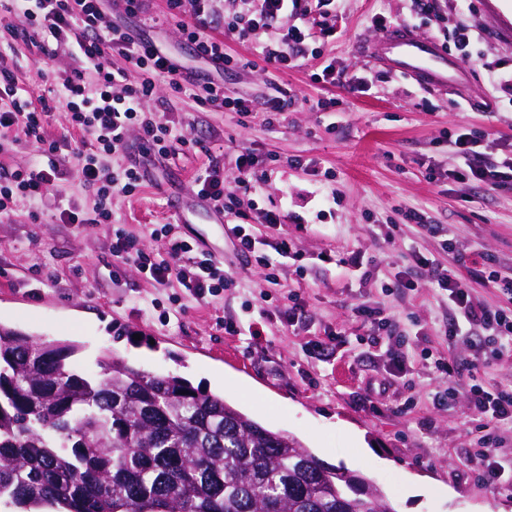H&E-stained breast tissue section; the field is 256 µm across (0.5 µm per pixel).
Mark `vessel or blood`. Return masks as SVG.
I'll use <instances>...</instances> for the list:
<instances>
[{
	"label": "vessel or blood",
	"instance_id": "1",
	"mask_svg": "<svg viewBox=\"0 0 512 512\" xmlns=\"http://www.w3.org/2000/svg\"><path fill=\"white\" fill-rule=\"evenodd\" d=\"M371 54L379 63L418 78L434 87L447 84L452 64L437 43L418 38L407 28H397L375 40Z\"/></svg>",
	"mask_w": 512,
	"mask_h": 512
}]
</instances>
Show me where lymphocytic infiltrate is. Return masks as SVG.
<instances>
[{
	"label": "lymphocytic infiltrate",
	"instance_id": "lymphocytic-infiltrate-1",
	"mask_svg": "<svg viewBox=\"0 0 512 512\" xmlns=\"http://www.w3.org/2000/svg\"><path fill=\"white\" fill-rule=\"evenodd\" d=\"M164 17L173 22L195 55L214 67V75L189 78L186 68L174 56L144 34L109 19L105 7L113 5L120 13L136 17L144 13L146 0H8V9L23 17L22 26L0 30V39L22 40L40 49L45 60H54L61 49H68L78 65L68 71H48L50 84L46 95L31 100L11 69L0 65V130L21 128L29 142L48 159L47 165L13 171L0 181V213L12 211L17 199L37 200L45 197L60 174L56 156L67 138H50L47 134L51 97L65 100V122L69 132L88 141V148L74 151V167L85 187L95 192L92 208L75 202L57 205L55 217L63 224L95 225L112 219L113 193L132 194L144 174L138 167L112 170L109 155L124 149L132 127L143 131V140L154 154L167 155L174 141L175 116L160 119L150 112L157 102L159 81H168L181 89L190 81L200 105L229 108L246 117L251 113L249 101L224 93V85L215 74L229 66H243L242 57L226 53L225 40L248 42L258 31L270 33L263 44L264 58L280 70L299 67L309 54L317 21L302 17L299 0H236L237 11L225 14L223 0H165ZM222 28L216 38L212 29ZM461 159L458 168L449 170L454 179L473 180L495 190L512 184V158L492 163V141L462 131L454 140ZM255 159L250 150L241 151L233 167H225L223 156L208 155L200 173L194 178L197 195L214 210L236 217L230 229L237 252L267 266L270 260L261 254L250 224L244 223L240 193L259 194L261 179L254 171ZM163 253L148 250L142 241L123 227L113 230L112 256L130 264L148 280L163 285L177 281L185 293L202 299L223 292L234 283L231 272L221 268L210 254L196 252L194 244L162 225ZM411 258L419 270L418 281L405 282L410 295H418L419 280L434 284L448 296V319L442 334L448 343L480 330L488 345L474 350L471 359L458 361L436 354L434 368L439 384L432 390L436 405L453 400L456 383L470 381V406L482 436L473 449L469 463L479 479L490 486L512 487V455L501 454L495 432L499 424L512 423V387H505L487 376V368L501 357H512V309H492L474 302L473 284L495 289L512 298V271L495 267L487 255L462 257L467 278L439 267L419 250ZM365 322L374 329L364 344L382 352L400 369L410 366L415 356L410 351L398 318L379 306L363 305L358 309Z\"/></svg>",
	"mask_w": 512,
	"mask_h": 512
}]
</instances>
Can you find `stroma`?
<instances>
[{
    "label": "stroma",
    "mask_w": 512,
    "mask_h": 512,
    "mask_svg": "<svg viewBox=\"0 0 512 512\" xmlns=\"http://www.w3.org/2000/svg\"><path fill=\"white\" fill-rule=\"evenodd\" d=\"M147 14L133 23L188 69L208 71L195 59L177 29L163 19V0H149ZM443 20L435 24L415 15L412 0H343L331 32L317 34L309 46L315 58L304 66L276 71L256 42L227 41V52L248 59L244 68L224 72V91L252 100L243 118L219 108H204L185 91L161 83L181 123L178 135L195 140L199 152L176 151L165 158L143 153L139 132H131L124 152L112 155V168L141 165L145 177L134 195L112 198V221L87 227L57 223L56 197L91 203L90 192L70 164L49 195L18 200L13 213L0 216V323L47 340L82 344L75 366L98 373L96 359L111 350L151 372L188 377L194 386L223 392L227 402L262 425L297 437L328 466H341L373 479L395 512H512V489L477 481L467 451L478 432L470 420L467 382L456 385L450 405L433 406L426 391L436 387L432 360L417 359L413 371L392 374L387 357L354 348L370 334L356 308L376 305L400 317L414 351L441 350L462 359L475 341L467 336L447 345L441 336L447 296L431 284L413 300L393 294L394 282L413 275L411 249L444 268L466 276L457 253L489 254L512 269V191H494L467 180L430 177L452 169L455 133L466 129L496 140L499 156L512 154V93L489 81L490 71H512V0H441ZM414 15V32L435 41L456 67L447 89L427 87L415 77L374 62L367 46L380 36L376 20ZM476 25L480 36L466 49L448 38L460 21ZM20 86L43 94V64L36 48L16 42L6 60ZM337 72L368 73L372 84L353 93L341 84L318 80L324 65ZM288 91L293 103L275 125L263 120L271 86ZM333 101V113L318 109ZM250 149L256 171L266 177L265 209L287 208L288 221L276 228L249 220L256 234L288 237L299 256L296 266H281L268 281L256 262L241 258L224 225L210 219L206 202L194 197L193 177L206 153L233 163ZM303 166H295V159ZM22 133L0 140V176L42 163ZM336 190L335 205L325 193ZM192 193L190 223H180L170 195ZM423 212L426 224L408 220ZM38 212L31 223L29 212ZM121 224L159 252L154 225H171L232 272L235 284L219 296L194 299L177 283L160 286L131 266L114 267L112 228ZM436 232H429V225ZM451 240L444 248L443 240ZM358 255L362 267L348 265ZM297 294L308 316V332L296 335L272 311L276 301ZM268 309L259 317L258 308ZM256 322L257 338L230 336L226 321ZM334 345L320 354L306 340ZM388 375L387 392L366 394L372 374ZM415 406L406 407L407 398Z\"/></svg>",
    "instance_id": "35a3bbf8"
}]
</instances>
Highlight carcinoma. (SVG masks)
Listing matches in <instances>:
<instances>
[{
  "instance_id": "obj_1",
  "label": "carcinoma",
  "mask_w": 512,
  "mask_h": 512,
  "mask_svg": "<svg viewBox=\"0 0 512 512\" xmlns=\"http://www.w3.org/2000/svg\"><path fill=\"white\" fill-rule=\"evenodd\" d=\"M0 323V502L21 512H395L188 380Z\"/></svg>"
}]
</instances>
